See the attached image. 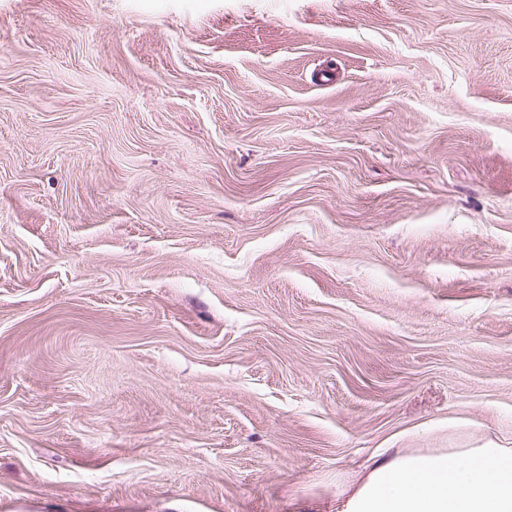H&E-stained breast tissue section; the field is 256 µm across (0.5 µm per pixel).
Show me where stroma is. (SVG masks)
Returning a JSON list of instances; mask_svg holds the SVG:
<instances>
[{
    "label": "stroma",
    "instance_id": "stroma-1",
    "mask_svg": "<svg viewBox=\"0 0 512 512\" xmlns=\"http://www.w3.org/2000/svg\"><path fill=\"white\" fill-rule=\"evenodd\" d=\"M512 448V0H0V512H335Z\"/></svg>",
    "mask_w": 512,
    "mask_h": 512
}]
</instances>
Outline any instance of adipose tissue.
<instances>
[{
  "label": "adipose tissue",
  "instance_id": "obj_1",
  "mask_svg": "<svg viewBox=\"0 0 512 512\" xmlns=\"http://www.w3.org/2000/svg\"><path fill=\"white\" fill-rule=\"evenodd\" d=\"M336 512H512V448H380Z\"/></svg>",
  "mask_w": 512,
  "mask_h": 512
}]
</instances>
